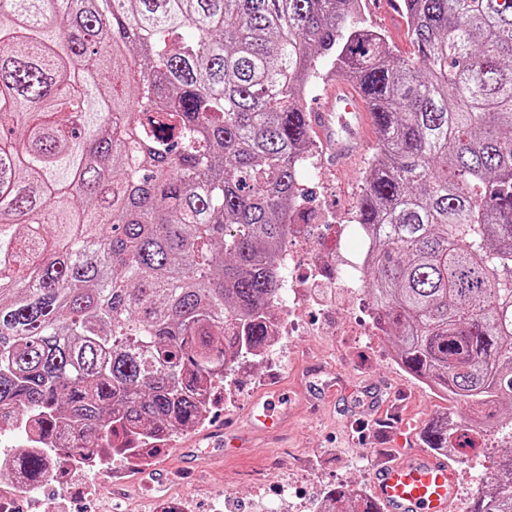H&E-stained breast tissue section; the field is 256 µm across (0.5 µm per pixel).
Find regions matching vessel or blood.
Masks as SVG:
<instances>
[{
    "label": "vessel or blood",
    "mask_w": 512,
    "mask_h": 512,
    "mask_svg": "<svg viewBox=\"0 0 512 512\" xmlns=\"http://www.w3.org/2000/svg\"><path fill=\"white\" fill-rule=\"evenodd\" d=\"M332 167L349 164L367 144L375 116L355 87L332 82L325 86L319 106L308 114ZM279 397L253 407V426L277 430L285 418ZM374 494L383 512H448L457 494L454 470L447 460L419 452L402 462H388L373 475Z\"/></svg>",
    "instance_id": "obj_1"
}]
</instances>
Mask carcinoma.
<instances>
[{"label": "carcinoma", "mask_w": 512, "mask_h": 512, "mask_svg": "<svg viewBox=\"0 0 512 512\" xmlns=\"http://www.w3.org/2000/svg\"><path fill=\"white\" fill-rule=\"evenodd\" d=\"M402 5L406 58L363 0H0L1 427L135 457L263 358L283 293L268 251L302 201L327 62L376 115L355 214L380 327L472 412L426 444L475 452L494 420L508 480L467 512H512V0ZM11 469L49 481L41 453ZM323 512L380 510L337 486Z\"/></svg>", "instance_id": "carcinoma-1"}]
</instances>
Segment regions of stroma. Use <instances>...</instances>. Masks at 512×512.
Listing matches in <instances>:
<instances>
[{
    "instance_id": "stroma-1",
    "label": "stroma",
    "mask_w": 512,
    "mask_h": 512,
    "mask_svg": "<svg viewBox=\"0 0 512 512\" xmlns=\"http://www.w3.org/2000/svg\"><path fill=\"white\" fill-rule=\"evenodd\" d=\"M369 157L365 151L340 169L322 164L299 172L311 229L298 262L317 255L329 263L325 286L305 291L307 304L298 314L303 333L285 338V362L240 364L225 378L209 420L178 434L150 463L151 474L171 472L168 492L185 501L188 512H212L218 503L223 512H312L333 487L371 492L374 471L394 455L393 428L381 419L385 406H394L420 433L446 413L469 417L466 405L437 395L401 368L386 336L366 335L357 324L360 307L371 302L367 288L334 285L337 248L358 245L356 238H340L336 224L355 211ZM275 389L284 392L288 409L280 437L251 433L247 448L225 456V426L245 425L253 404ZM485 443L484 456L470 470L449 457L458 485L450 512H465L478 477L498 474L500 441L490 432ZM108 492L112 512H152L141 472L126 461H113Z\"/></svg>"
}]
</instances>
